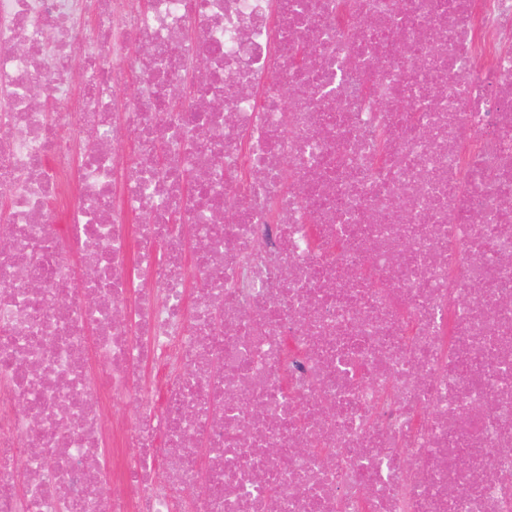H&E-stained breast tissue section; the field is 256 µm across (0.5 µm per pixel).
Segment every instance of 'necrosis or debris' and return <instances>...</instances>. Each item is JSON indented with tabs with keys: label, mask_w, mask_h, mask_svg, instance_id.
<instances>
[{
	"label": "necrosis or debris",
	"mask_w": 512,
	"mask_h": 512,
	"mask_svg": "<svg viewBox=\"0 0 512 512\" xmlns=\"http://www.w3.org/2000/svg\"><path fill=\"white\" fill-rule=\"evenodd\" d=\"M511 38L0 0V512H512Z\"/></svg>",
	"instance_id": "1"
}]
</instances>
